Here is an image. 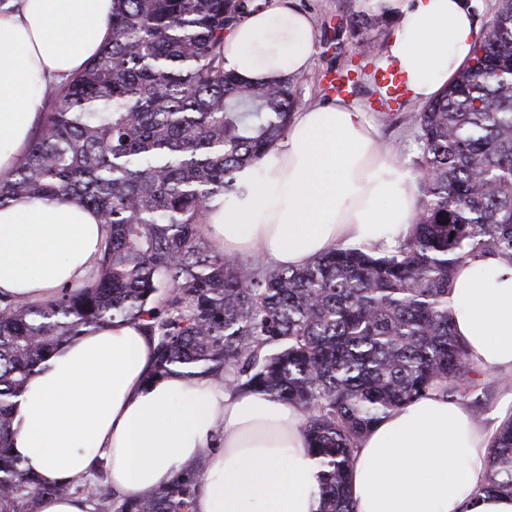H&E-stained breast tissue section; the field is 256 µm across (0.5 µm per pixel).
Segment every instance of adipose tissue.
<instances>
[{"instance_id":"obj_1","label":"adipose tissue","mask_w":512,"mask_h":512,"mask_svg":"<svg viewBox=\"0 0 512 512\" xmlns=\"http://www.w3.org/2000/svg\"><path fill=\"white\" fill-rule=\"evenodd\" d=\"M392 20L383 60L414 101H429L469 62L480 28L473 0H358ZM112 0H6L0 6V177L45 110L42 89L84 69L110 36ZM316 53L309 13L259 0L224 39V68L277 83ZM414 173L385 149L361 107L336 98L294 112L260 170L239 171L230 203L205 216L224 255L301 267L340 244L388 250L413 229ZM104 232L73 202L0 208V292L34 303L89 281ZM455 335L487 372L512 370V263H462L448 296ZM154 340L133 324L92 328L58 345L17 399L11 448L46 484L81 486L101 471L120 495L147 496L199 456L208 467L194 512H320L319 466L294 404L200 377H150ZM492 433L460 401L432 391L361 438L353 512H512L480 493Z\"/></svg>"}]
</instances>
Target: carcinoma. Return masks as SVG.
Segmentation results:
<instances>
[{
	"label": "carcinoma",
	"instance_id": "1",
	"mask_svg": "<svg viewBox=\"0 0 512 512\" xmlns=\"http://www.w3.org/2000/svg\"><path fill=\"white\" fill-rule=\"evenodd\" d=\"M256 0H112L111 37L48 99L28 149L0 180V207L27 197L96 212L95 275L45 303L0 296V512H39L45 485L9 453L15 398L56 346L91 326L136 324L156 341L153 376H203L298 406L318 458L321 512L346 489L364 432L437 389L483 410L480 371L454 334L457 267L512 262V0H501L456 80L418 117L413 233L371 254L341 244L300 268L259 270L200 232L211 204L282 138L294 78L224 70V38ZM388 22L362 15L356 46ZM208 457L149 496L104 473L81 489L93 512H193ZM481 491L512 496V413L496 428Z\"/></svg>",
	"mask_w": 512,
	"mask_h": 512
}]
</instances>
